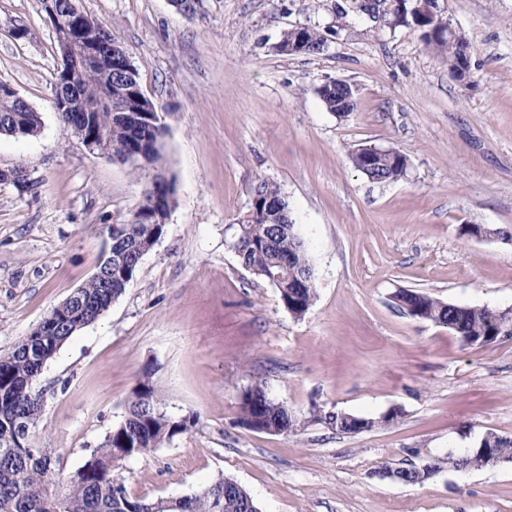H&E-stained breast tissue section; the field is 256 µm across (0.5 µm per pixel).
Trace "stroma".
Segmentation results:
<instances>
[{"instance_id": "stroma-1", "label": "stroma", "mask_w": 512, "mask_h": 512, "mask_svg": "<svg viewBox=\"0 0 512 512\" xmlns=\"http://www.w3.org/2000/svg\"><path fill=\"white\" fill-rule=\"evenodd\" d=\"M76 4L129 51L166 129L176 202L122 296L43 369L32 443L74 472L147 371L168 411L199 422L120 462L130 497L191 495L224 476L260 512H512L510 463L415 485L380 474L489 431L512 437V340L468 346L394 301L416 290L512 306V0H444L470 43L466 84L413 27L354 22L358 0H204L190 17L168 0ZM303 25L324 51L281 52L282 33ZM59 64L41 0H0V81L42 117L37 136L0 135V170L23 164L39 183L0 182V353L94 272L107 225L127 222L151 182L63 129ZM332 79L357 90L346 116L317 95ZM366 145L398 150L405 176L370 181L352 162ZM262 180L280 186L314 266L300 318L231 246ZM258 383L296 433L242 425L241 396ZM393 409L357 434L315 419Z\"/></svg>"}]
</instances>
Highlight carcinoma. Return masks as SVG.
<instances>
[{
    "instance_id": "obj_1",
    "label": "carcinoma",
    "mask_w": 512,
    "mask_h": 512,
    "mask_svg": "<svg viewBox=\"0 0 512 512\" xmlns=\"http://www.w3.org/2000/svg\"><path fill=\"white\" fill-rule=\"evenodd\" d=\"M51 24L63 17L69 9L68 0H42ZM431 50L453 60L457 47L469 45L465 36L453 31L451 39L422 35ZM327 39L314 28L306 31L309 54H318L326 47ZM110 66V56L103 55V64L77 71L75 89L65 112H57L62 126L71 123L73 116L84 113L88 102L98 101L95 111L88 113V124L97 130H108L116 124L115 113L134 105L132 88L140 85L139 73L117 75L112 80V98L100 99L99 88L103 69ZM0 135L32 137L39 134L41 116L28 102L6 93L9 85L0 81ZM164 126L157 124L150 139L144 142L137 123L131 122L118 135V146L130 155H144L149 166L140 161L129 162L131 170L140 173L152 171L158 176L168 175L162 153ZM354 166L376 182H388L402 173L403 159L389 153L376 157L369 166L360 156H352ZM17 180L15 186L27 190L36 187L23 165L9 170ZM260 218L252 222L242 217L237 224L233 248L242 252V260L253 275L280 289L282 283L274 275L288 269V285L283 299L288 312L300 318L312 306L316 288L301 286L314 278V269L307 248L296 231V222L284 223L289 206L280 187L267 180L254 189ZM175 198L165 206L154 205L153 198H144L138 208L150 217L148 224H134L132 229L144 242L155 245L163 236L166 220ZM107 260L112 263V286L91 275L72 292V298L51 311L28 336L12 350L0 354V512H172L169 503L176 502L180 512H244L250 494L246 489H232L224 495V478H218L200 492L171 498L143 501L127 495L123 484L114 474L116 464L130 457L147 454L190 428L199 417L194 414L175 416L163 407L161 396L145 376L133 390L126 403L123 420L109 431L102 442L89 450L83 464L66 474L53 461L45 448H37L28 440L31 429L44 411L43 392L35 383L45 365L55 358L61 348L80 330L96 321L112 302L125 291L136 276L142 260L139 250H131L126 243L112 244ZM430 321L449 327L459 338L481 341L496 329L498 309L487 306H468L454 309L446 302L425 292L419 293ZM241 422L246 424L260 418L265 424L288 430L292 434L300 427L298 419L290 415L283 404L271 398L264 388L255 385L247 389L241 399Z\"/></svg>"
}]
</instances>
